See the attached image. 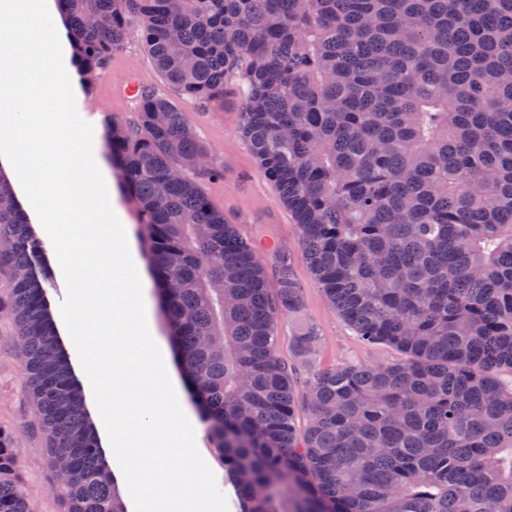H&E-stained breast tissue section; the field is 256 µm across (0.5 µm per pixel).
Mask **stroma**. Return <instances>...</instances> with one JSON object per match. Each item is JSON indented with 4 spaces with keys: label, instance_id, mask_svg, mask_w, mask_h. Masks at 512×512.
<instances>
[{
    "label": "stroma",
    "instance_id": "35a3bbf8",
    "mask_svg": "<svg viewBox=\"0 0 512 512\" xmlns=\"http://www.w3.org/2000/svg\"><path fill=\"white\" fill-rule=\"evenodd\" d=\"M137 71L141 80H155L156 75L138 41L113 55L107 68L95 79L75 72V106L94 128V145L103 148L109 116H128L134 101H122L118 90L125 72ZM186 118L224 165V178L208 180L204 189L208 199L235 223L240 236L248 238L255 225L268 221L271 210H278V236L288 244L295 273L303 288V315L313 321L322 337L317 363L332 366L347 361L371 363L386 357L383 349L363 346L326 301L321 288L311 276L302 256L293 220L282 208L276 183L261 175L258 162L239 134V102L226 95L223 106L208 110L187 109ZM22 345L14 322L0 315V427L19 439L17 452L23 462L22 478L33 512H64V502L57 489V477L41 432L30 430L35 409L21 376Z\"/></svg>",
    "mask_w": 512,
    "mask_h": 512
}]
</instances>
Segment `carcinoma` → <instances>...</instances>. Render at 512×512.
Instances as JSON below:
<instances>
[{"label":"carcinoma","mask_w":512,"mask_h":512,"mask_svg":"<svg viewBox=\"0 0 512 512\" xmlns=\"http://www.w3.org/2000/svg\"><path fill=\"white\" fill-rule=\"evenodd\" d=\"M79 65L139 36L154 72L106 147L140 212L172 344L237 512H512V0H58ZM239 130L341 320L390 358L321 368L288 252L209 201L185 120ZM0 175V274L67 512H125ZM294 318L296 362L278 354ZM308 412L296 427L299 406ZM0 430V512H32Z\"/></svg>","instance_id":"1"}]
</instances>
